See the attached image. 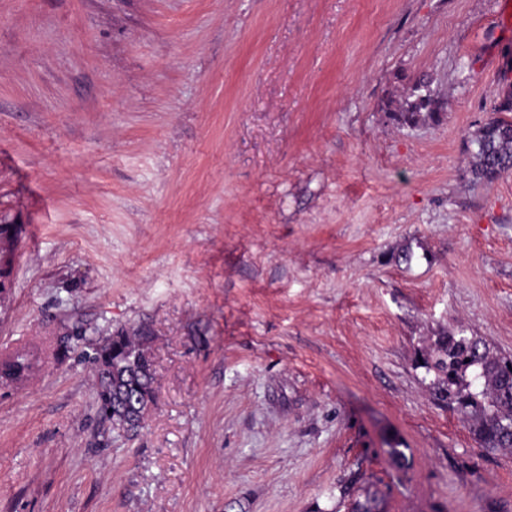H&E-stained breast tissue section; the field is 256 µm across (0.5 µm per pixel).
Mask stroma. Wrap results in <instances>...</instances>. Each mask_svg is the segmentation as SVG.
I'll use <instances>...</instances> for the list:
<instances>
[{
  "label": "stroma",
  "instance_id": "stroma-1",
  "mask_svg": "<svg viewBox=\"0 0 512 512\" xmlns=\"http://www.w3.org/2000/svg\"><path fill=\"white\" fill-rule=\"evenodd\" d=\"M498 0H0V512H512L419 368L512 357ZM427 79L435 115L399 107ZM150 329L155 403L99 413L74 325ZM68 342L66 359L55 357ZM404 449L397 464L389 446ZM471 174L492 181L512 171V122L492 117L478 130Z\"/></svg>",
  "mask_w": 512,
  "mask_h": 512
}]
</instances>
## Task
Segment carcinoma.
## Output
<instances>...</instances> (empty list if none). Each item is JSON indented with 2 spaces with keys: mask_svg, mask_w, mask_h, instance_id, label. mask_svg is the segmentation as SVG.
<instances>
[{
  "mask_svg": "<svg viewBox=\"0 0 512 512\" xmlns=\"http://www.w3.org/2000/svg\"><path fill=\"white\" fill-rule=\"evenodd\" d=\"M405 118L417 119L425 110H437L429 82L419 79L411 87ZM471 174L492 181L512 171V122L492 117L478 130ZM151 333L146 328L118 329L89 339L90 359L100 368L95 373L96 403L106 418L131 431L144 420L155 400L154 370L150 356ZM434 360L423 359L420 367L434 373L430 389L436 400L466 419L483 452H512V372L506 357L493 353L477 336L464 332L439 336ZM34 360L29 352H17L0 362V383L21 376L19 362ZM350 512H387L383 497L367 491L354 501Z\"/></svg>",
  "mask_w": 512,
  "mask_h": 512,
  "instance_id": "carcinoma-1",
  "label": "carcinoma"
}]
</instances>
